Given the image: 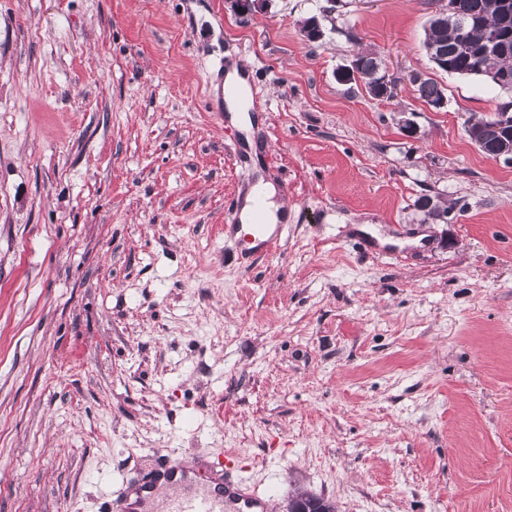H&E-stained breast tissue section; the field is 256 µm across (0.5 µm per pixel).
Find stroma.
<instances>
[{
    "instance_id": "stroma-1",
    "label": "stroma",
    "mask_w": 512,
    "mask_h": 512,
    "mask_svg": "<svg viewBox=\"0 0 512 512\" xmlns=\"http://www.w3.org/2000/svg\"><path fill=\"white\" fill-rule=\"evenodd\" d=\"M325 3L0 0V512H113L227 454L268 512H512V163L466 133L512 91L436 69L441 0ZM362 51L394 98L337 80ZM220 62L251 132L206 104ZM262 178L288 230L233 258ZM413 86L418 98L422 99L428 105H432L443 97L439 102L434 104L433 108L442 109L447 105V96L445 95L444 89L440 87L442 93L441 97L439 85L434 79L422 77L420 82L417 85L413 84Z\"/></svg>"
}]
</instances>
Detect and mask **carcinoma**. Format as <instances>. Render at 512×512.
Returning a JSON list of instances; mask_svg holds the SVG:
<instances>
[{
	"label": "carcinoma",
	"instance_id": "carcinoma-1",
	"mask_svg": "<svg viewBox=\"0 0 512 512\" xmlns=\"http://www.w3.org/2000/svg\"><path fill=\"white\" fill-rule=\"evenodd\" d=\"M460 15L443 22L429 21L425 30L423 48L448 64L445 73L459 77H476L489 85H497L496 78L504 70L512 73V40L500 42L490 50L478 55L464 50V42L485 46L488 30L498 24L508 22L512 28V15L501 14L499 4L493 0H459ZM350 67L357 71L370 89L384 78L382 62L373 54L361 52L355 55ZM418 98L431 105L441 99L438 83L423 77L414 86ZM496 124V117L490 116L470 123V126L485 131V142L480 150L491 157L503 150H512V128L500 132L491 130Z\"/></svg>",
	"mask_w": 512,
	"mask_h": 512
}]
</instances>
